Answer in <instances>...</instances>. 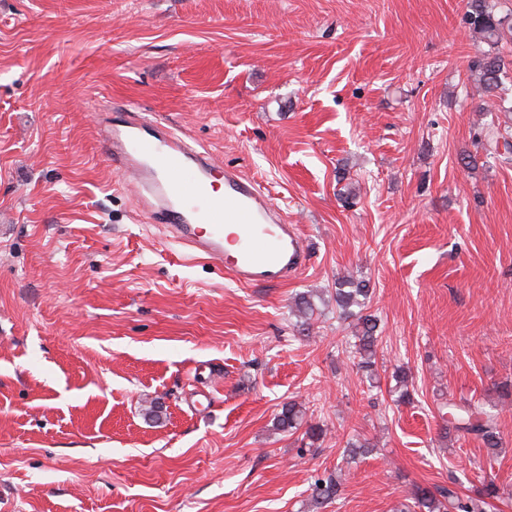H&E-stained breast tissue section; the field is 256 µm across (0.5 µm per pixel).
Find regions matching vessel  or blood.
<instances>
[{
  "label": "vessel or blood",
  "mask_w": 512,
  "mask_h": 512,
  "mask_svg": "<svg viewBox=\"0 0 512 512\" xmlns=\"http://www.w3.org/2000/svg\"><path fill=\"white\" fill-rule=\"evenodd\" d=\"M99 121L102 152L173 242L226 266L242 284L282 281L306 266L304 240L254 182L218 168L210 152L135 109L116 116L107 108ZM218 170L224 175L220 197L210 191Z\"/></svg>",
  "instance_id": "obj_1"
}]
</instances>
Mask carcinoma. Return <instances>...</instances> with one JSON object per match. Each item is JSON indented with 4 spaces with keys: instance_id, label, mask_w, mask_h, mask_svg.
Returning <instances> with one entry per match:
<instances>
[{
    "instance_id": "carcinoma-1",
    "label": "carcinoma",
    "mask_w": 512,
    "mask_h": 512,
    "mask_svg": "<svg viewBox=\"0 0 512 512\" xmlns=\"http://www.w3.org/2000/svg\"><path fill=\"white\" fill-rule=\"evenodd\" d=\"M468 28L480 38L494 44L505 37L512 36V24L506 23V17L498 15L491 0H468L465 16ZM512 69V60L500 53H481L475 56L469 64V71L475 77L480 91L486 96L495 95L501 89L504 77ZM478 146L495 147L500 140L507 139L501 132V126L495 121L482 125L478 133ZM370 288L367 284L343 276L336 280L335 302L340 317L356 320L353 334V358L357 359L355 366L367 376H374L377 354V320L371 314L365 313L370 299ZM358 311H353L352 307ZM305 423V411L301 403L290 400L282 405L277 417V427L283 432L300 429ZM462 432L473 435L483 441L486 447L494 451L499 446L496 417L482 407L450 406L448 420L440 429L442 437L450 432ZM374 445L367 438L351 439L346 442L344 453L354 458L369 453ZM341 483L334 476L318 478L311 486L310 500L317 508L336 500L340 496ZM505 494V488L493 479L486 481L477 490L476 495L460 494L451 487L434 486L422 487L415 485L410 490V508L416 512H485L488 501L499 499Z\"/></svg>"
}]
</instances>
